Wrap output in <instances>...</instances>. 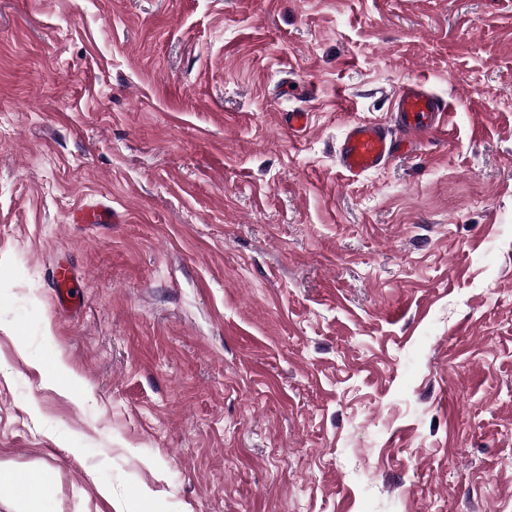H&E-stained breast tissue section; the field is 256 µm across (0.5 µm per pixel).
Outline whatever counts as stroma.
<instances>
[{
  "instance_id": "35a3bbf8",
  "label": "stroma",
  "mask_w": 512,
  "mask_h": 512,
  "mask_svg": "<svg viewBox=\"0 0 512 512\" xmlns=\"http://www.w3.org/2000/svg\"><path fill=\"white\" fill-rule=\"evenodd\" d=\"M414 83L445 131L347 180ZM0 464L43 512H512V0H0ZM77 285L71 275L64 270L58 271L54 278V291L60 307L76 308L81 305ZM52 479V472L46 469L22 471L0 464V490L10 491L30 506L43 498V486Z\"/></svg>"
}]
</instances>
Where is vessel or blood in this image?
<instances>
[{"instance_id":"obj_1","label":"vessel or blood","mask_w":512,"mask_h":512,"mask_svg":"<svg viewBox=\"0 0 512 512\" xmlns=\"http://www.w3.org/2000/svg\"><path fill=\"white\" fill-rule=\"evenodd\" d=\"M394 122L361 121L349 126L337 146L336 158L347 179L359 178L384 168L415 138L439 130L447 105L433 93L412 85L401 90L393 102ZM54 291L60 307L75 308L81 300L68 272H58Z\"/></svg>"}]
</instances>
